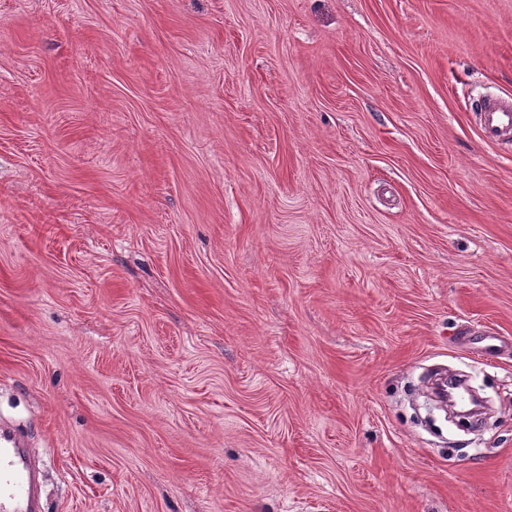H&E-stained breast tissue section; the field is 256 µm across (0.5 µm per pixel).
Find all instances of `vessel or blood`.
I'll list each match as a JSON object with an SVG mask.
<instances>
[{"mask_svg": "<svg viewBox=\"0 0 512 512\" xmlns=\"http://www.w3.org/2000/svg\"><path fill=\"white\" fill-rule=\"evenodd\" d=\"M482 138L490 143L512 139V99H484L477 114ZM32 449L0 438V512H38L36 474Z\"/></svg>", "mask_w": 512, "mask_h": 512, "instance_id": "obj_1", "label": "vessel or blood"}]
</instances>
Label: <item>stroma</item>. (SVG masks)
Returning <instances> with one entry per match:
<instances>
[{"label":"stroma","mask_w":512,"mask_h":512,"mask_svg":"<svg viewBox=\"0 0 512 512\" xmlns=\"http://www.w3.org/2000/svg\"><path fill=\"white\" fill-rule=\"evenodd\" d=\"M485 93L512 0H0V422L45 512H512ZM432 364L480 435L419 427Z\"/></svg>","instance_id":"35a3bbf8"}]
</instances>
